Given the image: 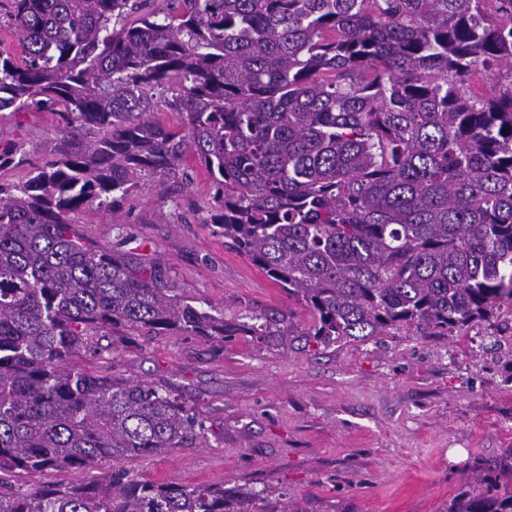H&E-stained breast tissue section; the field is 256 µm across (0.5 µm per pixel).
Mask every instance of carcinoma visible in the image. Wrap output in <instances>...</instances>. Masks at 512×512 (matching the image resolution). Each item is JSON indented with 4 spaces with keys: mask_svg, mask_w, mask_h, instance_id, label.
I'll return each instance as SVG.
<instances>
[{
    "mask_svg": "<svg viewBox=\"0 0 512 512\" xmlns=\"http://www.w3.org/2000/svg\"><path fill=\"white\" fill-rule=\"evenodd\" d=\"M11 0L0 112H51L54 157L0 178V512H306L247 486L120 462L197 442L171 388L86 370L106 336L324 346L448 336L512 303V0ZM163 109L183 117L170 128ZM213 190L206 223L309 311L257 323L180 293L68 214L159 176ZM29 162L0 139V170ZM108 463L79 485L3 479ZM448 512H512L489 475Z\"/></svg>",
    "mask_w": 512,
    "mask_h": 512,
    "instance_id": "obj_1",
    "label": "carcinoma"
}]
</instances>
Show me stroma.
Wrapping results in <instances>:
<instances>
[{"mask_svg": "<svg viewBox=\"0 0 512 512\" xmlns=\"http://www.w3.org/2000/svg\"><path fill=\"white\" fill-rule=\"evenodd\" d=\"M56 122L0 115V138L23 134L33 163L54 155ZM178 196L147 180L117 218L94 206L72 223L100 245L166 267L188 294L251 322L276 307L306 325L302 305L205 221L204 168ZM83 366L169 386L205 424V437L124 467L160 483L247 485L287 494L307 512H447L485 474L512 492V304L493 329L457 336L400 330L328 347L275 349L238 337H133Z\"/></svg>", "mask_w": 512, "mask_h": 512, "instance_id": "obj_1", "label": "stroma"}]
</instances>
